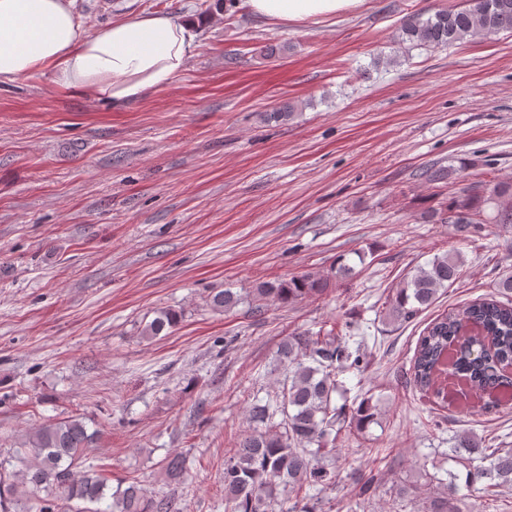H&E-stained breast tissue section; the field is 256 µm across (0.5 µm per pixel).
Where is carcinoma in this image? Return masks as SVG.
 Here are the masks:
<instances>
[{"mask_svg":"<svg viewBox=\"0 0 512 512\" xmlns=\"http://www.w3.org/2000/svg\"><path fill=\"white\" fill-rule=\"evenodd\" d=\"M501 32L512 33V0H466L459 9L406 17L398 39L411 47H446ZM452 173L450 166L431 165L419 177L438 184ZM420 219L455 225L463 241L481 236L485 224L511 225L512 182L491 188L471 185L452 197L445 209L423 212ZM462 268L460 254L448 252L414 269L388 296L382 319L398 326L412 322L436 303L440 290L461 278ZM353 273L354 267L340 260L326 275L307 272L268 281L246 294L226 288L212 292L208 302L217 311L245 304L259 314L262 300L290 305L322 295L331 282ZM494 288L495 294L443 312L428 323L411 360L410 376L416 386L426 392L437 387L446 367L448 375L476 391L512 393V376L500 369V364L512 362V269L498 275ZM180 319L174 310H160L141 335L151 339L171 332ZM468 325L482 335L465 337ZM354 331L350 323L341 336L306 329L279 343L275 362L284 375L281 390L265 402L250 404L251 430L224 460L225 512H306L299 503L317 498L336 479V456L326 447L331 432L360 434L380 424V408L366 392L336 404V396L347 393L338 375L360 369L364 358L362 341L354 340ZM352 340L357 344L354 349ZM94 449L95 433L88 432L80 416L48 421L25 433L7 455H0V512H181L175 489L187 472L182 456L168 454L162 459L172 491L152 492L131 478L111 492L103 470L88 464ZM448 457L465 467L468 488L483 492L512 486V449L492 448L461 432L453 437ZM459 479L448 472V482L425 497L421 512H462ZM380 480L376 466L360 473L355 479L357 496H370Z\"/></svg>","mask_w":512,"mask_h":512,"instance_id":"carcinoma-1","label":"carcinoma"}]
</instances>
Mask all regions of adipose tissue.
Returning <instances> with one entry per match:
<instances>
[{
    "mask_svg": "<svg viewBox=\"0 0 512 512\" xmlns=\"http://www.w3.org/2000/svg\"><path fill=\"white\" fill-rule=\"evenodd\" d=\"M364 0H244L254 17L299 25L357 11ZM203 18L134 16L89 35L70 0H0V86L43 69L124 105L168 86L193 56Z\"/></svg>",
    "mask_w": 512,
    "mask_h": 512,
    "instance_id": "ef3b65f1",
    "label": "adipose tissue"
}]
</instances>
